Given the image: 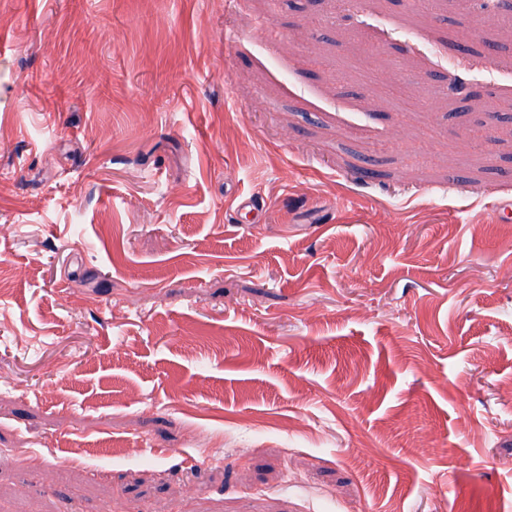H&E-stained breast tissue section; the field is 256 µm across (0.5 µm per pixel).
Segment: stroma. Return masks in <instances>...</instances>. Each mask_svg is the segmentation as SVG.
Instances as JSON below:
<instances>
[{
    "instance_id": "1",
    "label": "stroma",
    "mask_w": 512,
    "mask_h": 512,
    "mask_svg": "<svg viewBox=\"0 0 512 512\" xmlns=\"http://www.w3.org/2000/svg\"><path fill=\"white\" fill-rule=\"evenodd\" d=\"M0 451V512H512V0H0Z\"/></svg>"
}]
</instances>
